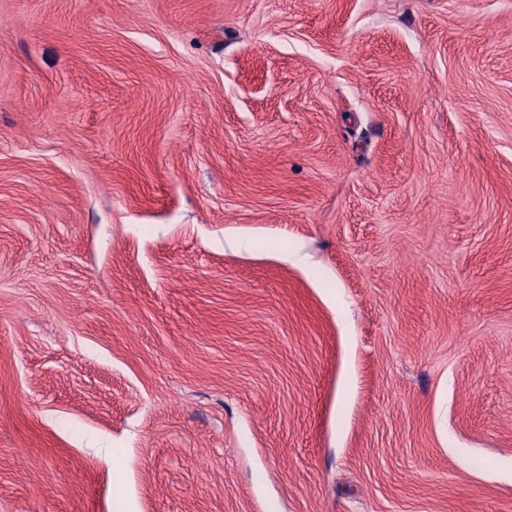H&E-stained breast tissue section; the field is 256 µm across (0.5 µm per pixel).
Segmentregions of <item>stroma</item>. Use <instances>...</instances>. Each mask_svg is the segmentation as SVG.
<instances>
[{
    "instance_id": "obj_1",
    "label": "stroma",
    "mask_w": 512,
    "mask_h": 512,
    "mask_svg": "<svg viewBox=\"0 0 512 512\" xmlns=\"http://www.w3.org/2000/svg\"><path fill=\"white\" fill-rule=\"evenodd\" d=\"M0 512H512V0H0Z\"/></svg>"
}]
</instances>
